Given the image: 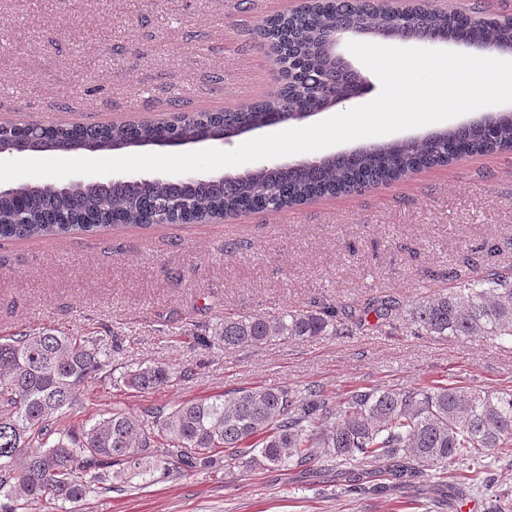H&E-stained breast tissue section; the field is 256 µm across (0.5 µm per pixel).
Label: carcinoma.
Masks as SVG:
<instances>
[{"instance_id":"carcinoma-1","label":"carcinoma","mask_w":512,"mask_h":512,"mask_svg":"<svg viewBox=\"0 0 512 512\" xmlns=\"http://www.w3.org/2000/svg\"><path fill=\"white\" fill-rule=\"evenodd\" d=\"M361 37L427 36L465 41L485 50L512 49V20L480 13L437 10L418 15L375 13L362 0H321L292 18L260 21L254 34L272 45L274 63L288 81L265 100L236 112H201L181 125L139 122L104 126L80 137L74 126L31 120L0 135V151L24 153L38 136L43 147L81 146L88 152L155 145L169 138L235 135L330 105L328 92L350 90L357 77L326 50L331 34ZM512 148V113L495 112L466 125L410 140L388 141L350 152L267 165L222 177L170 183L112 179L57 186L26 182L0 192V240L41 238L107 227L164 225L201 213L281 212L309 200L396 181L463 156ZM452 286L403 309L385 296L362 305L322 303L311 310L226 315L210 335L191 344L209 349L251 348L318 336H353L368 327L405 329L428 336L512 341V265L452 278ZM112 346L102 337L53 329L0 338V512H39L47 503L76 512L87 497L160 472L184 475L199 466L243 460L257 468L312 471L336 463L345 492L384 494L420 479L448 490L455 512L464 485L489 490L483 469L460 482L449 467L480 463L512 451V392L420 383L404 388L355 386L340 396L318 384L254 386L168 410L148 408L140 418L114 410L90 425L67 423L85 383L107 378ZM172 379L161 365L129 372L132 389L152 392ZM386 463L384 481L369 484V465Z\"/></svg>"}]
</instances>
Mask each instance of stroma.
Returning <instances> with one entry per match:
<instances>
[{"mask_svg": "<svg viewBox=\"0 0 512 512\" xmlns=\"http://www.w3.org/2000/svg\"><path fill=\"white\" fill-rule=\"evenodd\" d=\"M300 2L0 0V123L36 120L49 107L66 123L76 98L90 123L248 106L279 86L253 27ZM476 247L483 263L512 262V149L221 224L0 241V337L51 328L112 342V376L88 380L77 423L260 385L512 389V345L482 338L386 327L250 349L188 342L228 314L381 295L409 304L465 274ZM144 362L180 378L148 394L124 386L122 374ZM437 496L419 482L351 495L327 462L309 474L240 463L94 494L81 512H438Z\"/></svg>", "mask_w": 512, "mask_h": 512, "instance_id": "stroma-1", "label": "stroma"}]
</instances>
